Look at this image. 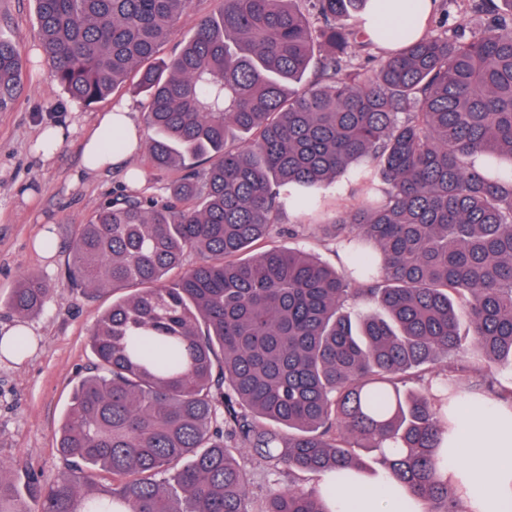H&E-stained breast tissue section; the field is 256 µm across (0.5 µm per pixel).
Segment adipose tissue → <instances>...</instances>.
Listing matches in <instances>:
<instances>
[{
	"mask_svg": "<svg viewBox=\"0 0 512 512\" xmlns=\"http://www.w3.org/2000/svg\"><path fill=\"white\" fill-rule=\"evenodd\" d=\"M432 0H373L363 16V29L380 41L386 29L422 33L432 12ZM143 127L136 113L117 106L103 113L82 137V168L92 175L113 167L142 150ZM455 419L467 443L465 454L449 453V474H464L463 497L478 512H508L512 503V411L490 399L458 403ZM392 492L346 485L334 490L335 512H395Z\"/></svg>",
	"mask_w": 512,
	"mask_h": 512,
	"instance_id": "obj_1",
	"label": "adipose tissue"
}]
</instances>
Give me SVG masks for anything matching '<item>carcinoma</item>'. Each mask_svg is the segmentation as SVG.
Listing matches in <instances>:
<instances>
[{"label":"carcinoma","mask_w":512,"mask_h":512,"mask_svg":"<svg viewBox=\"0 0 512 512\" xmlns=\"http://www.w3.org/2000/svg\"><path fill=\"white\" fill-rule=\"evenodd\" d=\"M36 4L51 81L92 104L136 79L147 166L178 173L165 198L121 190L78 225L67 278L112 304L64 415L70 470L31 478L37 512H333L278 485L250 509L242 448L273 474L359 477L366 448L399 512H476L439 460L450 401L512 409L493 376L512 367V0H479L470 33L384 31L396 49L367 70L347 48L373 46L369 0H222L167 60L193 0ZM21 82L0 39V108ZM356 165L363 203L312 225L346 265L268 246L288 208L321 212ZM52 296L27 274L6 307L22 318ZM357 300L372 308L347 311ZM450 356L440 390H403ZM10 471L0 512H29Z\"/></svg>","instance_id":"cac0c4a2"}]
</instances>
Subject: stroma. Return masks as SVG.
<instances>
[{
    "label": "stroma",
    "mask_w": 512,
    "mask_h": 512,
    "mask_svg": "<svg viewBox=\"0 0 512 512\" xmlns=\"http://www.w3.org/2000/svg\"><path fill=\"white\" fill-rule=\"evenodd\" d=\"M0 36L13 40L26 67L17 100L0 109V303L20 278L41 276L55 295L43 311L20 319L0 306V329L22 324L34 335V345L20 358L0 360V460L13 466L12 478L25 485L30 474L50 481L67 471L58 449L59 428L73 387L93 362L90 332L111 304V294H89L72 287L65 268L77 224L82 223L112 193L126 189L122 170L95 176L82 173L77 135H69L47 163L30 149L43 125L57 122L83 127L113 104L145 112L143 96L128 88L90 106L70 98L36 56L38 48L35 0H0ZM308 216L288 211L285 224L299 225L297 234H277L272 245L301 248L326 265L338 266L332 245L307 230ZM54 227L53 257L37 255L33 238L43 225ZM247 471L251 506H258L271 484L310 489L312 475H271L248 451L236 455Z\"/></svg>",
    "instance_id": "35a3bbf8"
}]
</instances>
